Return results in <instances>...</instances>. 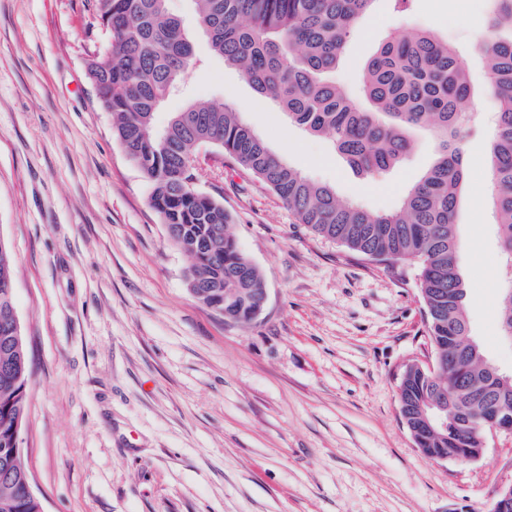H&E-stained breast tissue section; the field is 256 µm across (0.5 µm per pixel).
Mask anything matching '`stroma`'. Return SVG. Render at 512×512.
Listing matches in <instances>:
<instances>
[{"mask_svg": "<svg viewBox=\"0 0 512 512\" xmlns=\"http://www.w3.org/2000/svg\"><path fill=\"white\" fill-rule=\"evenodd\" d=\"M201 58L158 107L241 112L290 166L373 211L398 207L434 158L429 133L397 169L356 177L330 142L212 56L192 0H167ZM486 0H377L336 71L356 74L389 33L419 27L466 58L480 127L463 141L457 218L471 334L512 373L499 329L502 260L486 167L496 99L474 51ZM105 39L95 0H0V240L31 358L20 446L43 512H490L512 487V436L471 462L416 446L398 405L405 368L434 359L418 265L370 261L313 235L268 188L211 148L196 187L267 289L251 323L225 321L185 280L150 186L112 133L86 62Z\"/></svg>", "mask_w": 512, "mask_h": 512, "instance_id": "obj_1", "label": "stroma"}]
</instances>
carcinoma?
<instances>
[{
  "label": "carcinoma",
  "mask_w": 512,
  "mask_h": 512,
  "mask_svg": "<svg viewBox=\"0 0 512 512\" xmlns=\"http://www.w3.org/2000/svg\"><path fill=\"white\" fill-rule=\"evenodd\" d=\"M205 26L209 51L236 68L262 95L275 101L288 121L332 142L348 166L376 179L399 166L414 149L410 132L428 131L435 161L387 213L341 199L285 163L240 117L220 103L190 104L166 125L153 126L154 112L193 62L189 34L171 16L166 0H96L108 34L87 63L113 132L128 159L149 181L150 206L166 226L170 243L191 258L190 291L204 305L248 316L253 289L264 281L230 230L224 205L194 182L195 151L215 149L271 190L299 223L359 255L381 262L415 260L420 290L442 378L413 374L400 382V412L428 408L433 391L458 383L453 405L479 422L481 406L469 386L487 384L512 398V385L488 370L479 346L467 359L455 356L457 337L468 326L465 279L459 266L456 224L468 169L461 142L472 130L469 72L448 42L417 27L390 35L369 56L358 76L360 107L334 78L347 42L376 0H193ZM488 24L475 51L490 61L488 85L498 109L487 156L494 184L491 203L499 240L512 258V0H488ZM12 256L0 241V448L15 447L28 407L30 364L22 331L14 328ZM502 334L512 332V269L501 297ZM428 456H476L474 435L439 430L416 438ZM21 453L0 473V512H42Z\"/></svg>",
  "instance_id": "1"
}]
</instances>
